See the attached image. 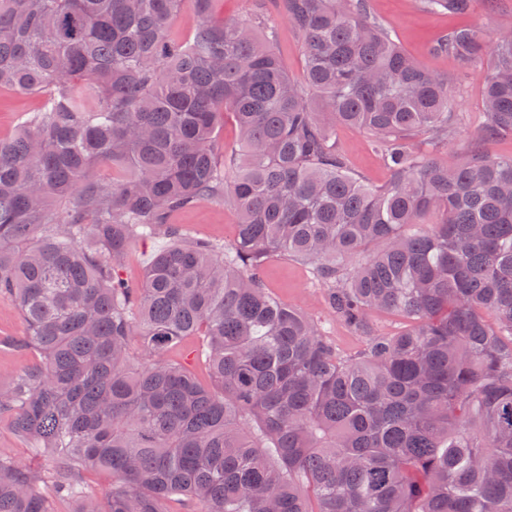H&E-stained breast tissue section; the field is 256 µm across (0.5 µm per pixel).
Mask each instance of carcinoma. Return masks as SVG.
I'll return each instance as SVG.
<instances>
[{"label":"carcinoma","mask_w":512,"mask_h":512,"mask_svg":"<svg viewBox=\"0 0 512 512\" xmlns=\"http://www.w3.org/2000/svg\"><path fill=\"white\" fill-rule=\"evenodd\" d=\"M184 0H0V88L40 96L0 138V299L36 360L0 385V416L53 461L0 451V512H512V31L459 26L433 45L468 71L491 49L470 160L443 163L453 81L408 55L370 0H273L300 37L290 79L265 13L210 19L183 42ZM465 16L475 0H418ZM232 115L238 144L217 149ZM390 171L353 173L336 126ZM106 164L123 175L105 184ZM206 201L233 242L170 216ZM163 232L142 282L122 273ZM273 258L314 265L339 352L264 283ZM374 312L406 320L377 332ZM198 336L214 385L166 353ZM85 471L112 477L105 496ZM198 18L191 3L185 2L171 23V35L179 40L187 38L196 27Z\"/></svg>","instance_id":"obj_1"}]
</instances>
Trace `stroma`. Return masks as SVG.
I'll use <instances>...</instances> for the list:
<instances>
[{"label": "stroma", "instance_id": "obj_1", "mask_svg": "<svg viewBox=\"0 0 512 512\" xmlns=\"http://www.w3.org/2000/svg\"><path fill=\"white\" fill-rule=\"evenodd\" d=\"M374 20L391 31L394 38L409 54L427 68L455 76L452 59L435 56L429 51L430 42L449 28L465 23L486 32L512 26V0H500L496 11H488L483 0H477L471 13L459 19L445 14L421 11L415 0H372ZM486 63H479L469 79L460 82L457 96L455 132L446 147L436 152L439 160L451 164L467 161L469 141L481 119L482 79ZM40 99L0 89V137L15 133L20 123L35 111ZM336 143L345 154L354 173L373 185L385 184L389 172L371 148L370 135L362 130L341 126L336 130ZM173 223L181 225L190 235L216 243H231L235 235L237 213L233 206L221 202H205L176 213ZM265 283L281 301L298 307L316 318L328 339L347 355L358 353L363 341L330 312L325 291L310 264L292 259H271L265 266ZM27 334V325L17 308L0 300V382L11 380L30 366L35 356L14 342Z\"/></svg>", "mask_w": 512, "mask_h": 512}]
</instances>
